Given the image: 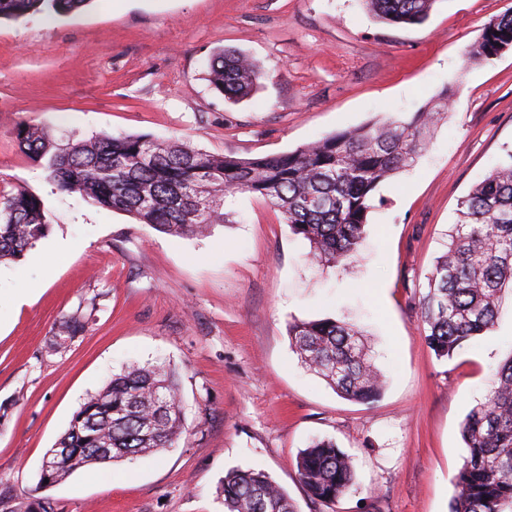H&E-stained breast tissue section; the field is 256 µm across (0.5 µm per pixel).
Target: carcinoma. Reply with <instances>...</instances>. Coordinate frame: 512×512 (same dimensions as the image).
I'll list each match as a JSON object with an SVG mask.
<instances>
[{"label": "carcinoma", "mask_w": 512, "mask_h": 512, "mask_svg": "<svg viewBox=\"0 0 512 512\" xmlns=\"http://www.w3.org/2000/svg\"><path fill=\"white\" fill-rule=\"evenodd\" d=\"M386 24L423 22L436 0H364ZM91 0H0V20L32 13L69 14ZM512 48V10L489 20L472 57L491 61ZM209 87L227 102L252 94L261 78L256 62L222 49L208 61ZM448 109V93L407 119L393 117L328 135L292 151L259 158L212 155L179 140L144 134L100 133L60 145L43 127L21 125L18 147L39 163L46 179L65 195L131 215L159 231L203 236L230 222L226 201L238 193L262 198L294 234L308 240L307 260L349 263L358 254L375 191L406 170L429 144L435 116ZM44 200L25 189L0 196V261H19L50 230ZM421 317L426 340L448 358L467 340L489 330L505 295L512 296V154L458 204L447 251L426 276ZM72 314L58 350L85 328ZM295 353L347 400L381 395L384 378L371 361L362 332L332 319L293 321ZM184 431L178 382L164 364L131 365L91 395L73 414L57 447L69 448L55 467L40 472L53 485L76 470L151 455L173 447ZM467 448L449 512H512V356L498 384L467 415ZM300 482L311 502L324 507L352 492L354 465L329 439H316L298 456ZM224 512H297L288 493L260 469H232L221 486Z\"/></svg>", "instance_id": "obj_1"}]
</instances>
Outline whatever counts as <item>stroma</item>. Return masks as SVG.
Instances as JSON below:
<instances>
[{"label": "stroma", "instance_id": "obj_1", "mask_svg": "<svg viewBox=\"0 0 512 512\" xmlns=\"http://www.w3.org/2000/svg\"><path fill=\"white\" fill-rule=\"evenodd\" d=\"M512 0H436L419 25L375 20L363 0H91L84 10L0 21V194L43 197L49 235L0 263V506L28 512H224L231 469L265 470L298 512H449L466 454L461 425L512 354V299L493 326L437 359L420 301L457 204L512 155V50L469 60ZM233 49L263 77L230 104L205 80ZM448 113L427 149L381 182L355 262L307 263L306 240L261 198L233 220L177 236L58 193L22 153L18 125L65 142L102 132L179 138L214 155L272 156L440 93ZM32 292L14 302L18 289ZM86 331L57 352L68 316ZM363 328L386 379L377 401L342 398L293 352L292 320ZM169 364L186 430L175 448L39 487L46 452L73 412L122 367ZM356 463L358 490L313 504L297 459L314 437Z\"/></svg>", "mask_w": 512, "mask_h": 512}]
</instances>
